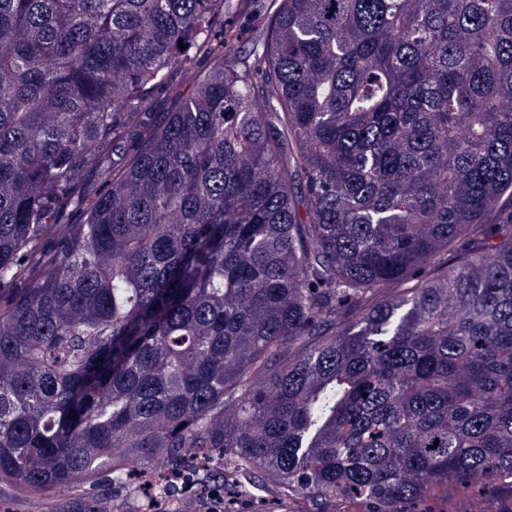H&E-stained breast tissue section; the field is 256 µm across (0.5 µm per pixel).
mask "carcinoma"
<instances>
[{
	"label": "carcinoma",
	"mask_w": 512,
	"mask_h": 512,
	"mask_svg": "<svg viewBox=\"0 0 512 512\" xmlns=\"http://www.w3.org/2000/svg\"><path fill=\"white\" fill-rule=\"evenodd\" d=\"M253 2L0 0V482L512 492V0ZM258 23H251L234 9H227L224 12L225 31H235L237 34V45L244 50L252 47V42L259 34Z\"/></svg>",
	"instance_id": "1"
}]
</instances>
